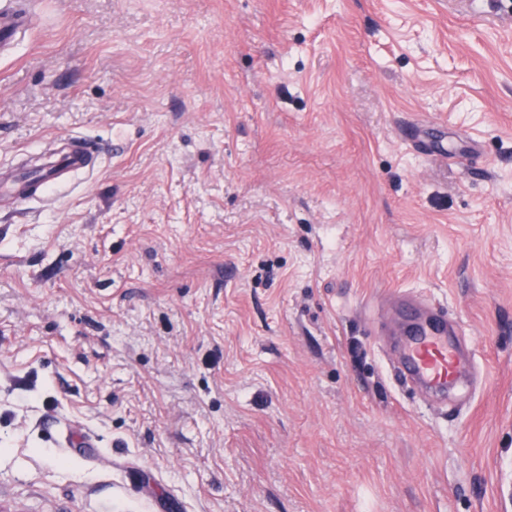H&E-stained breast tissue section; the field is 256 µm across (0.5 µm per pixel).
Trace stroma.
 Wrapping results in <instances>:
<instances>
[{
    "instance_id": "35a3bbf8",
    "label": "stroma",
    "mask_w": 512,
    "mask_h": 512,
    "mask_svg": "<svg viewBox=\"0 0 512 512\" xmlns=\"http://www.w3.org/2000/svg\"><path fill=\"white\" fill-rule=\"evenodd\" d=\"M75 137L0 205V512H512V0H42L0 170ZM88 170L87 153L81 149H71L64 152L58 161L41 168L34 174L23 173L18 177L2 181L0 193L1 196L7 193L6 196L13 197L15 203L30 200L48 202L55 191L66 188L61 183L67 173ZM423 320L405 312L407 334L402 344V364L408 383L433 391L461 383V359L453 343L455 330L445 312L425 309Z\"/></svg>"
}]
</instances>
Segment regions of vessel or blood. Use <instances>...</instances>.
Instances as JSON below:
<instances>
[{
	"label": "vessel or blood",
	"instance_id": "1",
	"mask_svg": "<svg viewBox=\"0 0 512 512\" xmlns=\"http://www.w3.org/2000/svg\"><path fill=\"white\" fill-rule=\"evenodd\" d=\"M28 22L27 9L6 0L0 6V44H13ZM89 159L85 151L71 149L60 159L34 174H21L0 184V191L14 198L15 202L30 200L50 201L54 192L60 191L67 173L85 171ZM407 334L402 344V364L408 383L433 391L461 381V359L453 342L455 330L449 326L445 312L426 310L424 318L406 312Z\"/></svg>",
	"mask_w": 512,
	"mask_h": 512
}]
</instances>
